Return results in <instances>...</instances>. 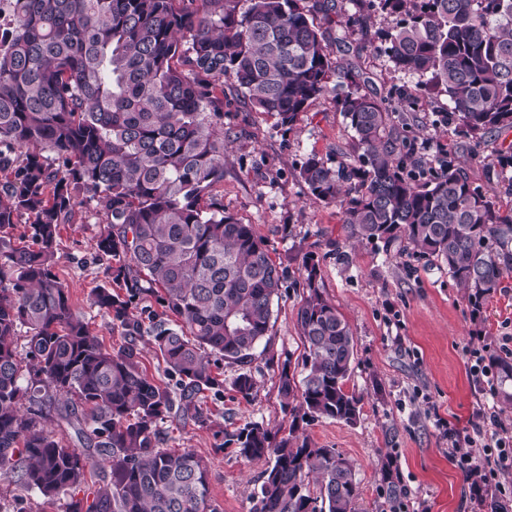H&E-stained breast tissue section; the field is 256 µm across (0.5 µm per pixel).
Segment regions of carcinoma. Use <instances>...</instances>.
Masks as SVG:
<instances>
[{
  "label": "carcinoma",
  "instance_id": "carcinoma-1",
  "mask_svg": "<svg viewBox=\"0 0 512 512\" xmlns=\"http://www.w3.org/2000/svg\"><path fill=\"white\" fill-rule=\"evenodd\" d=\"M363 18H393L385 53L420 82L378 101L362 74L331 57L315 14L335 0H0V475L62 512H218L206 461L161 447L176 413L204 424V393L224 391L209 355L247 366L268 336L280 269L252 225L224 213V96L293 127L329 95L355 133L332 164L315 152L299 177L310 200L336 207L357 240L398 239L448 268L473 310L512 274V211L450 160L421 162L416 130L393 113L426 89L448 95L452 120L481 143L512 129V0H353ZM52 157L45 156V153ZM512 192V150L499 155ZM100 225L107 282L90 306L127 339L106 349L76 313L54 271L59 228L75 208ZM29 228L16 245L9 229ZM297 325L301 378L282 364L279 391L293 418L356 422L346 390L356 343L302 256ZM152 296L176 321L136 316ZM26 329L25 353L16 345ZM149 337L175 390L139 370ZM51 419L57 428L44 424ZM239 452L266 459L253 512H356L354 466L334 448L248 423ZM109 481L84 503L93 455ZM319 485L311 495L310 481Z\"/></svg>",
  "mask_w": 512,
  "mask_h": 512
}]
</instances>
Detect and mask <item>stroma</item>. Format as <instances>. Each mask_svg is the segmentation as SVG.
<instances>
[{
  "mask_svg": "<svg viewBox=\"0 0 512 512\" xmlns=\"http://www.w3.org/2000/svg\"><path fill=\"white\" fill-rule=\"evenodd\" d=\"M390 20L377 14L349 30L320 19L332 44L334 60L365 73L368 88L379 96L415 84V76L393 68L380 35ZM446 94L422 93L411 115L428 158L447 154L459 162L474 185L501 209L512 208V195L501 187L500 149L511 135L471 141L444 117ZM224 210L252 225L285 278L272 310V328L263 352L251 365L257 382L251 400L232 389L236 367H216L226 387L220 396L206 395L207 424L171 416L160 422L164 447L189 448L208 463L210 494L219 512H252L251 494L260 484L266 460L240 455L237 429L259 423L287 435L296 431L312 444L333 448L349 459L359 482V512H490V500L512 512V469L485 478L467 472L448 453V436L467 435L482 406L493 398L488 387L470 374L472 350L484 359H512V275L472 313L446 267L400 244L349 239L336 207L309 201L298 178L305 154L332 159L349 146L354 133L330 100L313 103L294 127L257 112L242 101L224 99ZM99 225L86 209H77L62 226L56 271L64 280L74 310L107 349L126 339L109 319L89 306V293L104 282L95 259ZM313 253L321 268L322 291L351 328L356 353L348 383L362 398L356 423L330 419L293 420L292 401L278 388V366L302 365L304 352L297 327L303 297L299 263ZM390 467L392 483L382 480Z\"/></svg>",
  "mask_w": 512,
  "mask_h": 512,
  "instance_id": "obj_1",
  "label": "stroma"
}]
</instances>
